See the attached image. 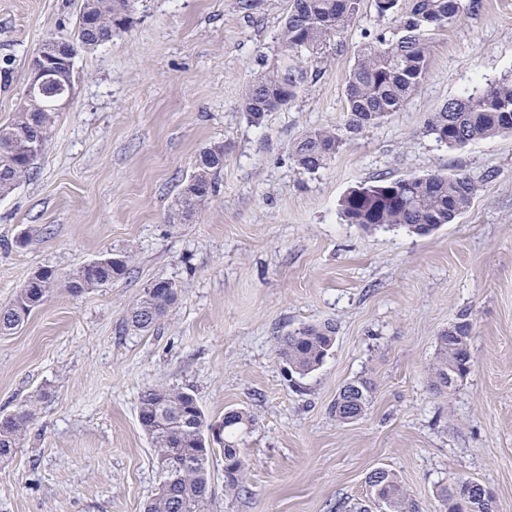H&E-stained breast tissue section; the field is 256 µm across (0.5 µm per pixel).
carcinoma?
<instances>
[{"label":"carcinoma","instance_id":"cac0c4a2","mask_svg":"<svg viewBox=\"0 0 512 512\" xmlns=\"http://www.w3.org/2000/svg\"><path fill=\"white\" fill-rule=\"evenodd\" d=\"M377 18L392 19L396 25L377 31L357 51L346 88V110L342 127L307 131L289 151L296 166L315 172L326 166L343 139L356 135L403 110L428 72L431 32L448 27L461 14L478 7L475 0H372ZM135 0H82L80 10H93L105 24L119 23L134 9ZM361 0H291L272 57L262 56L252 73L241 100V110L259 125L271 113L288 107L305 87L314 64L322 58L337 33L358 17ZM51 83L59 92L24 103L12 121L0 126V197L14 191L30 176L33 165L52 138L60 116L58 105L67 93V71L53 68ZM427 134L450 147L512 133V79L487 85L479 94L448 100L430 113ZM224 169V145L203 148L194 171L171 205L167 223L181 224L186 214L198 209L202 200L215 192L216 177ZM474 183L463 174L430 173L387 182L355 186L340 201L348 224L371 226L401 225L417 235H426L452 224L470 206ZM122 260L100 258L60 276L50 268L41 269L30 287L19 288L13 299L0 306V333H10L64 285L73 295L116 282L129 270L131 255L120 252ZM150 290L145 287L129 309L127 322L148 331L175 305L178 289ZM471 324L459 321L437 338V354L429 369L432 389L450 392L469 372L472 363L469 337ZM336 326L326 320L304 324L278 338L275 352L300 377L316 370L329 355ZM355 402L343 405L337 394L332 407L336 419L349 423L360 418L370 404L373 387L358 378ZM35 413L23 402L0 416V459H8L20 447ZM142 430L150 437L161 473L158 492L146 503L144 512H207L210 489V459L224 456V491L244 490L247 463L241 445L255 417L243 409L224 413V442L214 448L206 441L209 428L195 395L189 389L163 383L146 387L138 410ZM370 501L384 512H417L395 474L377 468L366 477ZM446 512H491V500L483 486L469 480L466 497H461L455 479L439 489Z\"/></svg>","mask_w":512,"mask_h":512}]
</instances>
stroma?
<instances>
[{"label":"stroma","mask_w":512,"mask_h":512,"mask_svg":"<svg viewBox=\"0 0 512 512\" xmlns=\"http://www.w3.org/2000/svg\"><path fill=\"white\" fill-rule=\"evenodd\" d=\"M136 0L127 28L79 51L71 104L32 175L0 197V305L37 269L66 275L111 251L132 254L112 285L55 292L0 334V415L24 401L35 419L0 461V512H143L160 474L138 419L143 389L193 390L206 417L245 409L248 491L224 490L210 464L209 512H352L366 477L395 473L418 512H441L450 477L512 512V134L451 147L427 135L431 112L512 76V0H480L433 32L428 74L406 107L345 139L309 173L289 156L307 130L343 121L345 86L365 31L389 29L369 4L331 40L288 108L251 123L240 101L271 54L290 0ZM82 0H0V125L15 116L45 38L72 36ZM224 146L217 191L190 224L167 213L199 151ZM470 177L455 223L419 236L365 229L339 210L352 187L427 173ZM180 291L155 330L127 311L151 281ZM468 320L473 365L454 390L430 388L438 334ZM336 341L301 377L275 355L302 324ZM372 401L336 420L358 377ZM354 382L360 387V390L356 393V395H358L355 397L356 402L341 405L340 401L345 398V396L341 394L342 390L346 388L343 386L336 395V400L332 407L336 419L343 423H351L354 422L351 420L360 418L365 412L367 406L370 404L372 398L373 387L370 381L360 377L357 380H354Z\"/></svg>","instance_id":"obj_1"}]
</instances>
